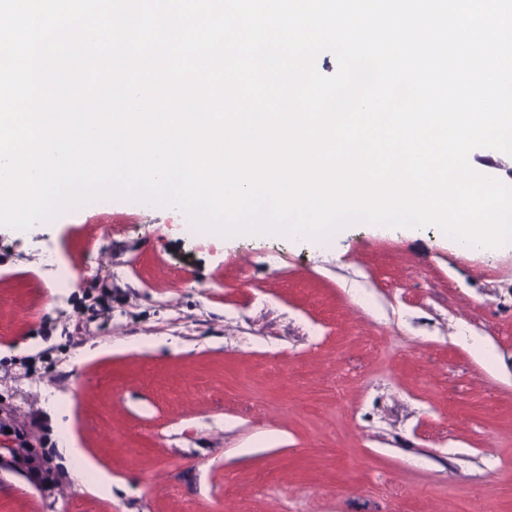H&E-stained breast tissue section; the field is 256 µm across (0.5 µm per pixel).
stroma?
<instances>
[{"mask_svg": "<svg viewBox=\"0 0 512 512\" xmlns=\"http://www.w3.org/2000/svg\"><path fill=\"white\" fill-rule=\"evenodd\" d=\"M185 220L0 227V512H512V244Z\"/></svg>", "mask_w": 512, "mask_h": 512, "instance_id": "stroma-1", "label": "stroma"}]
</instances>
